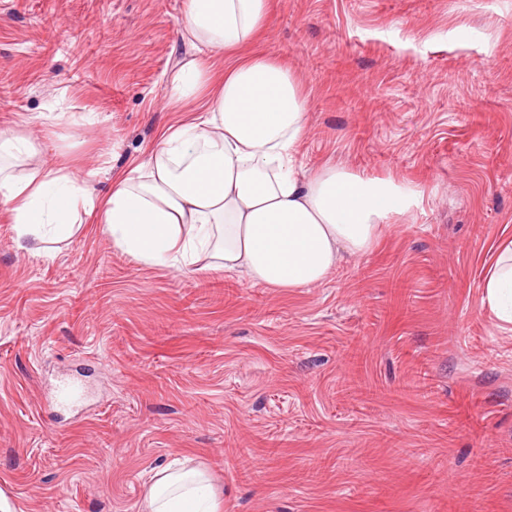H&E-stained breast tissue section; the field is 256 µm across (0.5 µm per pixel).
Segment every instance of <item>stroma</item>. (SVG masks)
<instances>
[{
	"instance_id": "obj_1",
	"label": "stroma",
	"mask_w": 512,
	"mask_h": 512,
	"mask_svg": "<svg viewBox=\"0 0 512 512\" xmlns=\"http://www.w3.org/2000/svg\"><path fill=\"white\" fill-rule=\"evenodd\" d=\"M183 6L0 0V132L106 191L176 118ZM259 47L309 95L306 166L416 205L293 290L137 265L100 224L40 257L0 219V490L141 512L184 463L222 512H512V334L481 303L512 236V0H272Z\"/></svg>"
}]
</instances>
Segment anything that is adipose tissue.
<instances>
[{"label":"adipose tissue","instance_id":"obj_1","mask_svg":"<svg viewBox=\"0 0 512 512\" xmlns=\"http://www.w3.org/2000/svg\"><path fill=\"white\" fill-rule=\"evenodd\" d=\"M270 16V0H185L181 36L198 54L170 79L182 118L106 192L37 162L31 137L0 133V200L17 237L52 256L92 218L139 265L241 272L276 289L320 284L346 257L370 252L415 196L388 178L299 162L308 98L279 58L253 50ZM19 158L30 162L20 175L10 165ZM482 301L512 331V237L497 244ZM210 499L203 471L167 466L142 512H215Z\"/></svg>","mask_w":512,"mask_h":512}]
</instances>
